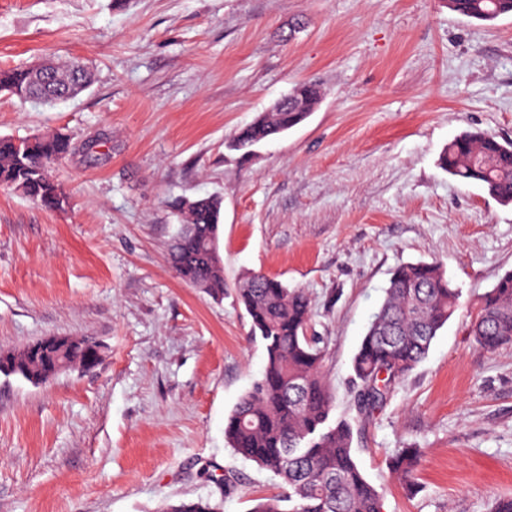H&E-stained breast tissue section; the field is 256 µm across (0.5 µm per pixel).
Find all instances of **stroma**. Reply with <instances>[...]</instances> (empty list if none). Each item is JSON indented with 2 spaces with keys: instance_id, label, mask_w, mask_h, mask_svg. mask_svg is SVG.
I'll return each mask as SVG.
<instances>
[{
  "instance_id": "stroma-1",
  "label": "stroma",
  "mask_w": 512,
  "mask_h": 512,
  "mask_svg": "<svg viewBox=\"0 0 512 512\" xmlns=\"http://www.w3.org/2000/svg\"><path fill=\"white\" fill-rule=\"evenodd\" d=\"M48 58L93 82L51 108L0 93V136L74 143L55 170L63 209L0 187V351L46 336L106 351L44 385L0 374V512H249L279 494L224 437L265 364L235 298L253 272L308 296L334 416L383 512L512 497V346L487 352L469 332L512 271V206L439 165L462 132L512 140V15L479 22L446 0H0V69ZM305 81L322 99L302 124L250 155L227 148ZM210 194L220 300L167 256L173 203ZM419 261L443 264L460 306L360 419L353 357L395 268ZM404 444L423 450L412 496L386 465Z\"/></svg>"
}]
</instances>
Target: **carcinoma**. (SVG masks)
Here are the masks:
<instances>
[{
    "label": "carcinoma",
    "instance_id": "obj_1",
    "mask_svg": "<svg viewBox=\"0 0 512 512\" xmlns=\"http://www.w3.org/2000/svg\"><path fill=\"white\" fill-rule=\"evenodd\" d=\"M448 8L478 21L512 14V0H450ZM91 74L82 64L54 62L0 69V92L23 102L55 105L85 91ZM321 96L317 84L304 82L289 93L292 102L266 112L238 129L230 140L245 150L303 123ZM73 149L69 134L15 140L0 137V186L46 209L66 204L53 168ZM448 174L483 187L504 206L512 205V141L492 133L466 131L440 155ZM178 229L169 248L176 275L214 298L224 296V264L219 255L222 201L216 196L174 205ZM236 298L251 323V335L265 348L261 378L246 392L224 423L234 455L255 463L280 480L284 492L257 502L251 512H382L377 488L353 456V427L331 421L333 390L323 374L324 352L309 335V300L300 288L257 272L236 288ZM458 308V292L437 263L397 267L385 297L373 314L353 361L359 413L367 415L428 354L433 339ZM479 347L495 351L512 345V271L501 276L470 322ZM65 357L75 366L95 359L104 346L87 337L67 336ZM15 375L31 382L48 378L49 348L36 340L5 353ZM421 449L403 445L388 459L391 475L405 490L419 491ZM169 512H217L209 502L181 503Z\"/></svg>",
    "mask_w": 512,
    "mask_h": 512
}]
</instances>
